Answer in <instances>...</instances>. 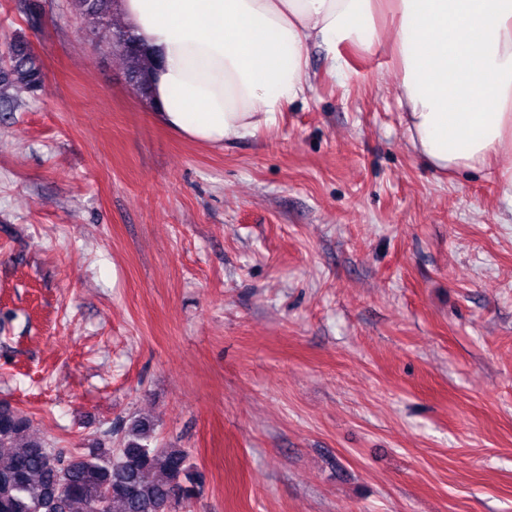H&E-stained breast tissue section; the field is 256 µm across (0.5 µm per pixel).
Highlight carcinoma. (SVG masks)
Masks as SVG:
<instances>
[{"label":"carcinoma","instance_id":"cac0c4a2","mask_svg":"<svg viewBox=\"0 0 512 512\" xmlns=\"http://www.w3.org/2000/svg\"><path fill=\"white\" fill-rule=\"evenodd\" d=\"M116 0H70V9L90 35H108L121 57L128 82L148 100L154 56L136 35L111 30ZM44 91L38 56L20 40L9 43L0 67V106L13 110L20 97L36 98ZM23 413L0 406V512H173L197 498L203 476L183 448L152 444L153 424L132 419L119 447L112 429L87 453H73L29 434Z\"/></svg>","mask_w":512,"mask_h":512}]
</instances>
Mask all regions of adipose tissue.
<instances>
[{
	"mask_svg": "<svg viewBox=\"0 0 512 512\" xmlns=\"http://www.w3.org/2000/svg\"><path fill=\"white\" fill-rule=\"evenodd\" d=\"M155 52V117L187 140L221 146L271 129L309 89V47H386L410 144L440 172L497 165L512 199V0H118Z\"/></svg>",
	"mask_w": 512,
	"mask_h": 512,
	"instance_id": "obj_1",
	"label": "adipose tissue"
}]
</instances>
